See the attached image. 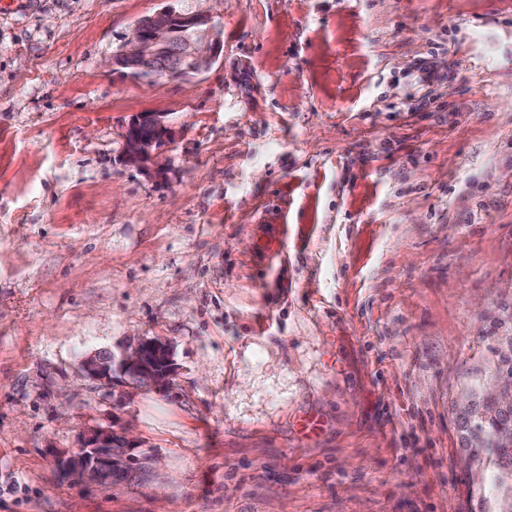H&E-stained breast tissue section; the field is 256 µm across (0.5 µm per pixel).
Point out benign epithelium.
I'll list each match as a JSON object with an SVG mask.
<instances>
[{
    "mask_svg": "<svg viewBox=\"0 0 512 512\" xmlns=\"http://www.w3.org/2000/svg\"><path fill=\"white\" fill-rule=\"evenodd\" d=\"M224 52L221 30L209 10L200 6L178 11L165 6L137 22L130 35L112 55V69L133 72L155 64L170 78H188L207 70ZM171 132L164 116L142 112L129 122L124 162L141 167L154 148ZM79 366L86 377L109 385L123 376H138L145 384L160 387L169 383L174 363L168 344L159 339H143L130 350L116 354L108 349L91 351L81 357ZM486 395L503 411H512V382L495 376ZM134 449L132 440L110 428L97 427L84 433L79 450L59 453L55 467L67 477L83 483L106 486L118 477L115 466L128 467Z\"/></svg>",
    "mask_w": 512,
    "mask_h": 512,
    "instance_id": "benign-epithelium-1",
    "label": "benign epithelium"
}]
</instances>
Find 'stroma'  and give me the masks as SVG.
<instances>
[{
  "mask_svg": "<svg viewBox=\"0 0 512 512\" xmlns=\"http://www.w3.org/2000/svg\"><path fill=\"white\" fill-rule=\"evenodd\" d=\"M0 0V512H468L456 401L512 353V0ZM142 112L171 133L126 165ZM169 344L160 388L86 353ZM126 431L104 488L55 454ZM223 52L221 30L207 7L177 11L169 5L135 24L113 53L111 64L120 72L131 69L128 75L156 64L165 77L188 78L207 70ZM160 71L141 70L138 77L151 82L163 76Z\"/></svg>",
  "mask_w": 512,
  "mask_h": 512,
  "instance_id": "1",
  "label": "stroma"
}]
</instances>
